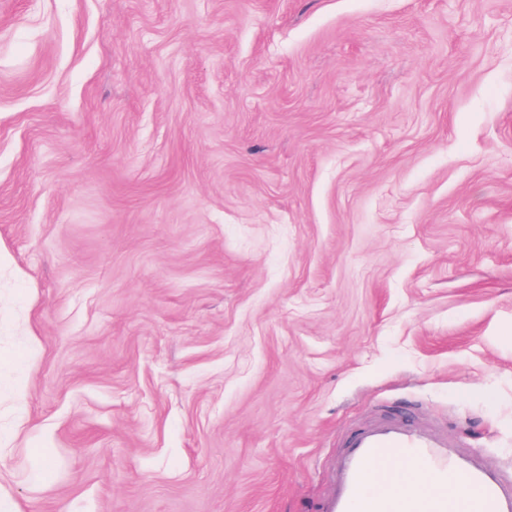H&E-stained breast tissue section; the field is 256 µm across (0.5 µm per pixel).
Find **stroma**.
<instances>
[{"label":"stroma","mask_w":512,"mask_h":512,"mask_svg":"<svg viewBox=\"0 0 512 512\" xmlns=\"http://www.w3.org/2000/svg\"><path fill=\"white\" fill-rule=\"evenodd\" d=\"M401 409L512 473V0H0V503L313 512Z\"/></svg>","instance_id":"obj_1"}]
</instances>
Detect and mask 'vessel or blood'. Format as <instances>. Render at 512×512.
Here are the masks:
<instances>
[{"instance_id": "b4317fda", "label": "vessel or blood", "mask_w": 512, "mask_h": 512, "mask_svg": "<svg viewBox=\"0 0 512 512\" xmlns=\"http://www.w3.org/2000/svg\"><path fill=\"white\" fill-rule=\"evenodd\" d=\"M339 463L334 499L324 512H448V487L469 488V512H512V482L481 460L448 450L446 434L413 424L408 414L374 419L352 433ZM430 477L426 493L405 491L410 474Z\"/></svg>"}]
</instances>
